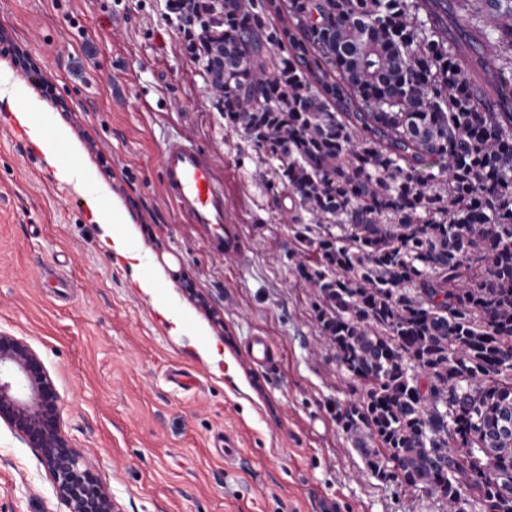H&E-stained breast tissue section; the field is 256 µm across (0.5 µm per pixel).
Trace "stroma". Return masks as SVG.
<instances>
[{"mask_svg": "<svg viewBox=\"0 0 512 512\" xmlns=\"http://www.w3.org/2000/svg\"><path fill=\"white\" fill-rule=\"evenodd\" d=\"M0 31V85L66 128L128 215L159 298L190 319V335H170L159 298L100 249L86 198L0 101V330L39 353L66 432L119 512H444L437 497L371 475L339 424L359 390L297 270L319 230L283 223L288 191L219 111L167 0H0ZM184 136L224 184L237 253H214L164 196L162 153ZM257 336L272 363H253ZM212 339L220 377L198 352ZM173 370L191 385L173 384ZM0 512H58L33 449L1 421Z\"/></svg>", "mask_w": 512, "mask_h": 512, "instance_id": "stroma-1", "label": "stroma"}]
</instances>
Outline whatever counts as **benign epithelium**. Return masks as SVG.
<instances>
[{"label":"benign epithelium","mask_w":512,"mask_h":512,"mask_svg":"<svg viewBox=\"0 0 512 512\" xmlns=\"http://www.w3.org/2000/svg\"><path fill=\"white\" fill-rule=\"evenodd\" d=\"M0 420L34 449L63 512H114L97 465L64 430L61 397L39 354L0 331Z\"/></svg>","instance_id":"benign-epithelium-1"}]
</instances>
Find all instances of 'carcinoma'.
Wrapping results in <instances>:
<instances>
[{"label": "carcinoma", "mask_w": 512, "mask_h": 512, "mask_svg": "<svg viewBox=\"0 0 512 512\" xmlns=\"http://www.w3.org/2000/svg\"><path fill=\"white\" fill-rule=\"evenodd\" d=\"M189 46L320 229L299 275L368 471L512 512V0H223Z\"/></svg>", "instance_id": "obj_1"}]
</instances>
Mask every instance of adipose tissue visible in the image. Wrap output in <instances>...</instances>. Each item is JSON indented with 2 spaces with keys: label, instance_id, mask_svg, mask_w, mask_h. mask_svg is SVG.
<instances>
[{
  "label": "adipose tissue",
  "instance_id": "ef3b65f1",
  "mask_svg": "<svg viewBox=\"0 0 512 512\" xmlns=\"http://www.w3.org/2000/svg\"><path fill=\"white\" fill-rule=\"evenodd\" d=\"M11 109L16 119L26 126L30 140L42 151L46 162L55 168L59 179L66 182L74 181L87 188L92 187L93 181L84 167L73 165L62 158L59 146L67 142V133L53 123L41 102L27 97L12 102ZM93 216L95 223L101 224L104 228L101 237L103 248L125 260L136 288L147 295H156L160 278L156 275H142L141 270L147 259L137 244L121 208L98 204L93 209Z\"/></svg>",
  "mask_w": 512,
  "mask_h": 512
}]
</instances>
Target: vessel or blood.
I'll return each mask as SVG.
<instances>
[{
	"label": "vessel or blood",
	"mask_w": 512,
	"mask_h": 512,
	"mask_svg": "<svg viewBox=\"0 0 512 512\" xmlns=\"http://www.w3.org/2000/svg\"><path fill=\"white\" fill-rule=\"evenodd\" d=\"M162 167L164 194L177 211L203 228L215 253L234 252L235 242L224 231V188L201 152L188 139L172 141L163 152Z\"/></svg>",
	"instance_id": "obj_1"
}]
</instances>
